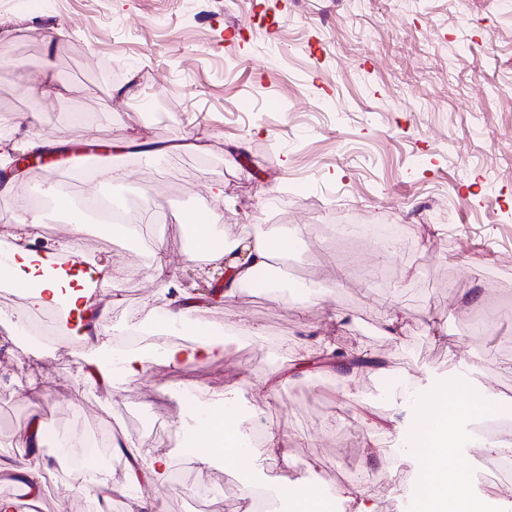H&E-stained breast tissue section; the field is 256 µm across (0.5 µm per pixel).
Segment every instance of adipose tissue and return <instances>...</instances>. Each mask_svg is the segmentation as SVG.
<instances>
[{"mask_svg": "<svg viewBox=\"0 0 512 512\" xmlns=\"http://www.w3.org/2000/svg\"><path fill=\"white\" fill-rule=\"evenodd\" d=\"M208 222L204 215L197 216L194 221L193 254L204 263L203 275L224 270V293L228 296L242 285L252 283L259 271L269 268L275 253L291 251L299 241L297 231L288 229L287 225L267 224L256 229L253 236L218 246L207 229ZM72 223L74 238L57 249L40 253L20 245L21 240L29 237L32 229L37 227V220L20 219L16 235L18 245L0 261V281L22 287L33 306L41 309L61 307L82 319L92 320L91 311L98 306L93 284L98 277L110 276L111 270L94 261L81 270L58 268L61 253L78 249L76 235L83 229V219L74 216ZM92 322V332L84 333L83 339L87 345L88 362L97 379L104 381L108 378L106 358L111 350V340L103 320ZM224 351L223 340L205 333L194 345L165 347L161 356L172 365L201 364L222 356ZM491 405V398L484 392L466 382H455L439 388L414 422L411 434L421 450V463L426 470L422 502L427 512H471L468 483L452 462L450 438L461 417L484 412ZM232 415L230 399H221L209 410L204 424L195 429L196 453L201 462L218 458L237 468L249 463L248 450L240 440V427ZM42 441L40 426L31 423L18 438L19 447L29 449V456L23 460L0 459V478L13 483L32 501L39 498L42 489ZM125 456L129 488L127 512H155V503L143 499L137 490L145 484L165 482L170 467L168 457L153 454L148 448L127 449Z\"/></svg>", "mask_w": 512, "mask_h": 512, "instance_id": "ef3b65f1", "label": "adipose tissue"}]
</instances>
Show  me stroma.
Returning <instances> with one entry per match:
<instances>
[{
  "instance_id": "stroma-1",
  "label": "stroma",
  "mask_w": 512,
  "mask_h": 512,
  "mask_svg": "<svg viewBox=\"0 0 512 512\" xmlns=\"http://www.w3.org/2000/svg\"><path fill=\"white\" fill-rule=\"evenodd\" d=\"M0 147L22 150L21 114L54 141L57 166L71 151L96 146L92 165L127 176L124 205L147 216L132 237L89 221L86 256L107 262L118 280L100 282L110 327L154 323L156 255L193 303L182 340L197 327L223 335V359L167 365L156 358L138 380L98 382L76 336L46 347L0 332V457H20L19 432L41 420L44 432L71 436L111 412L125 443L168 456L182 490L145 488L161 512H243L241 477L281 479L331 489L369 488L375 512H417L411 489L423 472L410 434L437 388L456 380L512 409V0H0ZM52 82L40 102L27 80ZM147 144L200 143L191 155L164 152L156 163L129 153ZM223 180V197L209 187ZM0 207V236L18 217L39 212L49 246L69 238L68 214L49 196L64 187L71 206L91 193L84 180L20 175ZM218 239L248 226L285 224L302 234L288 254V286L273 294L242 288L208 301L220 274L201 275L189 258L198 215ZM399 224L400 249L379 253L369 239H337V220ZM378 269L381 281L350 275ZM498 315L494 330L479 319ZM398 316L393 336L386 320ZM378 358L379 368L342 386L334 365H317L320 337ZM236 385L239 424L250 421L288 439V458L251 448L246 469L204 464L184 447L206 396ZM471 418L450 438L457 466L472 475L471 501L512 512V489L482 476L488 452ZM46 464L42 512H88L81 479L57 448Z\"/></svg>"
}]
</instances>
